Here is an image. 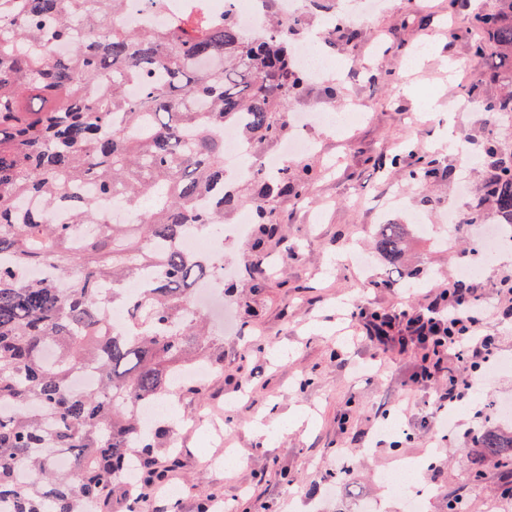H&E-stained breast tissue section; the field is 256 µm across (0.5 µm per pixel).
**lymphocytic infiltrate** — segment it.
Masks as SVG:
<instances>
[{
    "label": "lymphocytic infiltrate",
    "mask_w": 512,
    "mask_h": 512,
    "mask_svg": "<svg viewBox=\"0 0 512 512\" xmlns=\"http://www.w3.org/2000/svg\"><path fill=\"white\" fill-rule=\"evenodd\" d=\"M460 277L443 289L423 310L412 308L384 315L358 311L372 339L388 345L408 336L427 348L433 362L445 353L457 355L474 374L488 370L496 355V341L485 334L488 306L476 289Z\"/></svg>",
    "instance_id": "1"
}]
</instances>
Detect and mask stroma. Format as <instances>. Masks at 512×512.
<instances>
[{"instance_id":"35a3bbf8","label":"stroma","mask_w":512,"mask_h":512,"mask_svg":"<svg viewBox=\"0 0 512 512\" xmlns=\"http://www.w3.org/2000/svg\"><path fill=\"white\" fill-rule=\"evenodd\" d=\"M499 7V0H467L455 8L448 0H389L385 10L357 22L360 36L350 42L325 23L340 14L341 0H311L305 27L343 73L307 84L291 108L358 106L366 116L340 135L314 130L306 203L290 196L273 203L282 241L256 249L251 240L225 238L218 261L236 290L206 314L211 354L224 370L206 379L202 399L187 396L171 408L180 465L167 480L190 482L195 490L176 498L155 493L145 512H199L204 502L233 512H356L363 500L377 504V512H406L377 478L405 459L418 463L419 485L437 491L427 512H445L458 497L469 512H512V500L497 497L512 470L487 462L476 477L460 460L479 454L471 432L475 411L512 400V370L472 394L444 434L430 422L437 381L411 382L421 364L416 346L369 341L363 321L349 316L357 305L381 313L427 307L456 276L461 253L474 247L467 219L497 221L492 207L477 204L490 178L482 159L492 142L512 153V114L492 117L478 103L501 94L502 76L512 66L493 56L465 72L448 63L472 61L475 40L490 39L472 29V20ZM425 40L435 43V52L416 57ZM450 127L478 159L468 172V197L459 199L457 178L438 177L429 184L428 203L411 191L404 205L388 206L405 186L403 174L382 171L376 158L411 148L458 168L445 145ZM452 205L464 218L453 232L444 220ZM412 212L430 232L412 234L405 250L403 270L420 272L415 288L406 290L386 283L388 264L375 253L374 234L381 221L404 224ZM354 246L373 256L368 275L346 262ZM256 264L272 271L258 295L245 276L246 266ZM203 406L230 412L223 443L211 449L179 425ZM391 420L398 428L385 432ZM227 448L234 464L209 465V457Z\"/></svg>"}]
</instances>
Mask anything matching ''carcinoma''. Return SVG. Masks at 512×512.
Masks as SVG:
<instances>
[{"mask_svg": "<svg viewBox=\"0 0 512 512\" xmlns=\"http://www.w3.org/2000/svg\"><path fill=\"white\" fill-rule=\"evenodd\" d=\"M475 19L512 60V0ZM123 0H0V512H141L165 479L157 466L168 432L138 408L201 394L178 371L207 361L203 317L187 314L198 285L221 275L209 254L178 248L191 229L220 233L237 182L224 170L226 128L248 151L282 137L303 89L291 42L302 24L250 37L231 17L174 21L165 31L119 26ZM112 30L72 42L74 24ZM71 43L65 58L57 43ZM129 83L139 86L127 96ZM510 90L480 102L512 112ZM485 197L512 222V154L491 145ZM436 161L407 169L426 184ZM250 200L258 240L280 237L270 199L307 193L304 180L256 168ZM92 190L81 196L82 184ZM121 197L139 214L111 224L98 201ZM25 197L43 207L23 208ZM70 199L69 222L50 219ZM403 224L379 225L376 245L401 263ZM47 266L54 276L28 275ZM143 280L133 295L126 285ZM122 309L120 326L106 318ZM90 369L95 387L77 391ZM482 461L512 466V435L486 430Z\"/></svg>", "mask_w": 512, "mask_h": 512, "instance_id": "cac0c4a2", "label": "carcinoma"}]
</instances>
